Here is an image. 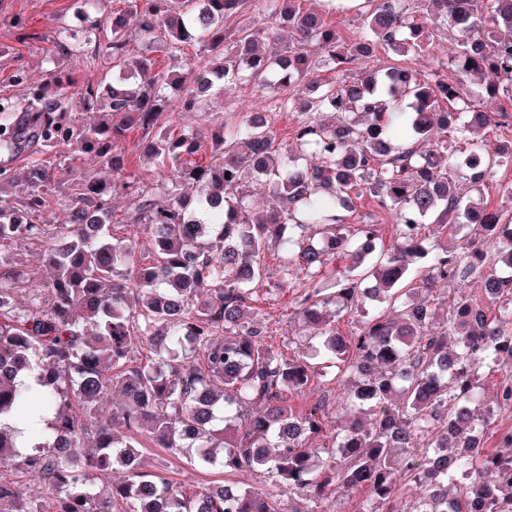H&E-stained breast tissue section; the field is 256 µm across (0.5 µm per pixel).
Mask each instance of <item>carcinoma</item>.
Listing matches in <instances>:
<instances>
[{
    "label": "carcinoma",
    "mask_w": 512,
    "mask_h": 512,
    "mask_svg": "<svg viewBox=\"0 0 512 512\" xmlns=\"http://www.w3.org/2000/svg\"><path fill=\"white\" fill-rule=\"evenodd\" d=\"M124 2L82 30L58 23L53 69L22 96H0V149L31 157L22 190L0 194V512H283L284 495L300 503L292 512H331L330 500L358 490L359 512L512 504V430L499 431L481 399V371L512 370V278L499 274L512 270V211L465 192L512 167V147L490 151L481 135L512 128V0H486L465 18L466 0H359L348 40L323 11L262 0L278 31L245 24L230 41L224 22L248 0ZM445 24L458 31L451 82L407 65L431 53ZM189 47L202 54L185 73L157 66V55ZM381 49L404 62L357 73ZM68 57L108 72L79 84L58 63ZM241 80L294 114L295 143L262 112L171 129L170 95L204 114L215 90ZM485 91L503 92L507 106L484 114ZM133 131V150L176 172L164 204L126 173ZM439 131L459 148L448 151ZM58 146L61 162L88 155L112 179L58 182L39 159ZM305 154L316 163L298 166ZM249 179L270 193L257 217ZM117 195L128 201L119 222L145 229L148 246L114 233ZM365 197L392 213L389 240L350 221ZM52 201L66 209L61 224L43 220ZM450 235L451 247L427 243ZM22 242L52 269L37 289L12 257ZM271 242L275 288L297 292L290 315L304 330L291 357L253 307ZM465 281L478 288L457 287ZM437 284L450 286L440 321ZM26 290L45 304L22 303ZM343 312L361 316L352 336L337 328ZM329 368L340 393L327 433L326 403L297 411L290 395ZM495 403L512 413V376ZM35 414L46 426L32 427L20 454L14 423ZM141 438L195 449L201 469L259 474L264 488L236 480L189 494L141 469ZM88 440V452H72ZM5 471L38 479L48 497L21 499ZM408 483L419 492L404 509Z\"/></svg>",
    "instance_id": "cac0c4a2"
}]
</instances>
